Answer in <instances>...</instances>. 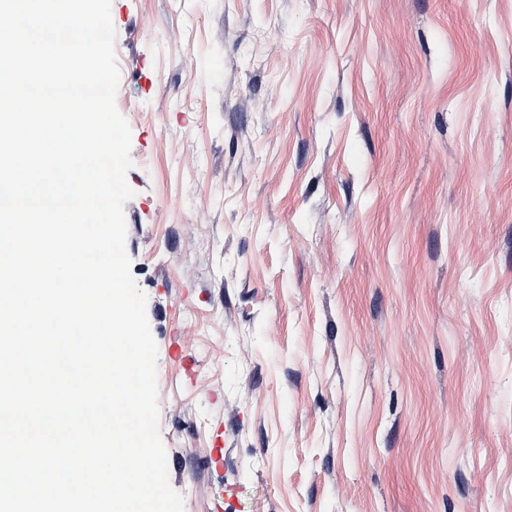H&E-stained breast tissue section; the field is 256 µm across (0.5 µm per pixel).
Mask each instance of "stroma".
Returning <instances> with one entry per match:
<instances>
[{
    "label": "stroma",
    "mask_w": 512,
    "mask_h": 512,
    "mask_svg": "<svg viewBox=\"0 0 512 512\" xmlns=\"http://www.w3.org/2000/svg\"><path fill=\"white\" fill-rule=\"evenodd\" d=\"M110 13L184 512H512V0Z\"/></svg>",
    "instance_id": "35a3bbf8"
}]
</instances>
